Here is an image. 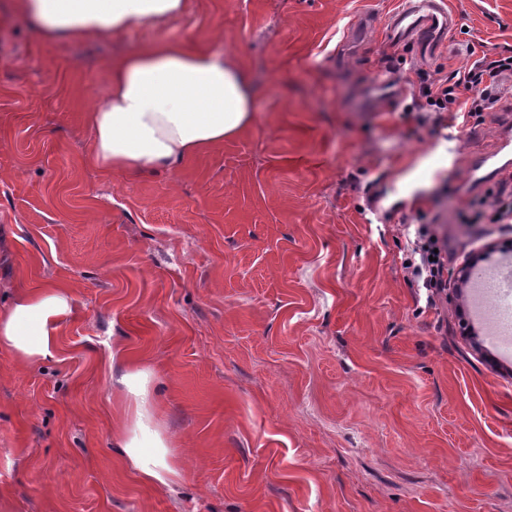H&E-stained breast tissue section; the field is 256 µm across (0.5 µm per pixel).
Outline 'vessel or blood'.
Returning <instances> with one entry per match:
<instances>
[{"label":"vessel or blood","instance_id":"1","mask_svg":"<svg viewBox=\"0 0 512 512\" xmlns=\"http://www.w3.org/2000/svg\"><path fill=\"white\" fill-rule=\"evenodd\" d=\"M458 18L445 0H402L384 25L386 39L393 45H414L424 55L434 54L457 26ZM512 171V119L499 125L494 151L471 158L467 176L471 186L482 187L497 176ZM475 286L489 291L512 289V264L503 263L496 272L478 269L472 279Z\"/></svg>","mask_w":512,"mask_h":512}]
</instances>
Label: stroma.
Masks as SVG:
<instances>
[{"label":"stroma","instance_id":"35a3bbf8","mask_svg":"<svg viewBox=\"0 0 512 512\" xmlns=\"http://www.w3.org/2000/svg\"><path fill=\"white\" fill-rule=\"evenodd\" d=\"M446 2L426 60L384 38L400 0H189L104 42L45 41L0 0V306L60 282L72 308L54 358L0 347V512H512V360L462 330L459 281L512 227L464 222L478 192L415 120L417 70L512 45V0ZM161 37L242 59L256 121L176 172L102 175L92 93ZM421 220L448 245L433 309L403 265ZM128 359L167 487L118 448ZM128 368L121 376L119 382L128 387L129 390L136 396V407L139 409L146 400V390L144 388L145 373L141 370L135 369L131 361L126 362Z\"/></svg>","mask_w":512,"mask_h":512}]
</instances>
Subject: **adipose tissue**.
<instances>
[{
    "instance_id": "adipose-tissue-1",
    "label": "adipose tissue",
    "mask_w": 512,
    "mask_h": 512,
    "mask_svg": "<svg viewBox=\"0 0 512 512\" xmlns=\"http://www.w3.org/2000/svg\"><path fill=\"white\" fill-rule=\"evenodd\" d=\"M45 40L105 41L135 23L179 21L186 0H17ZM250 73L234 56L161 38L110 61L105 85L85 114L90 161L102 174L177 170L183 162L251 127ZM62 284L17 289L0 309V346L25 362L53 357L60 323L70 314ZM141 477L168 484L177 471L161 440L121 444Z\"/></svg>"
}]
</instances>
